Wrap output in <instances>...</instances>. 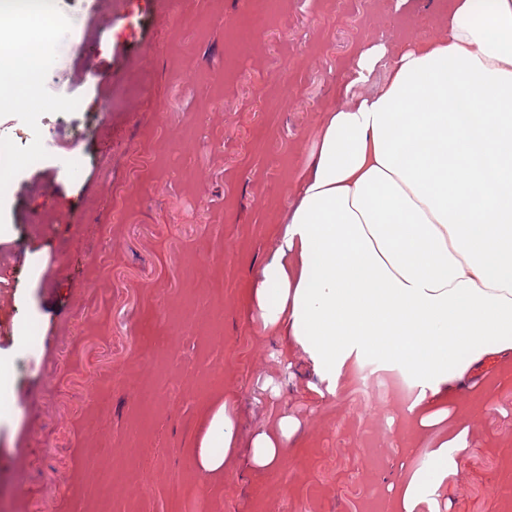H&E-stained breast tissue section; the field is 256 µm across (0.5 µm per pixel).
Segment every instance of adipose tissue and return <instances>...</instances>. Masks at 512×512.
<instances>
[{
	"label": "adipose tissue",
	"mask_w": 512,
	"mask_h": 512,
	"mask_svg": "<svg viewBox=\"0 0 512 512\" xmlns=\"http://www.w3.org/2000/svg\"><path fill=\"white\" fill-rule=\"evenodd\" d=\"M25 22L20 46L0 28V105L15 98L11 78L41 67L55 16L46 7ZM385 59L383 92L326 113L252 303L320 373L375 355L436 395L490 342L512 348V0L481 12L451 0L445 38L375 46L355 82ZM294 431L284 414L258 432L251 464L281 462ZM235 437L218 407L197 451L205 472L223 471Z\"/></svg>",
	"instance_id": "obj_1"
}]
</instances>
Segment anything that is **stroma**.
<instances>
[{
    "mask_svg": "<svg viewBox=\"0 0 512 512\" xmlns=\"http://www.w3.org/2000/svg\"><path fill=\"white\" fill-rule=\"evenodd\" d=\"M58 19L0 145V512H406L401 489L448 451L413 512H512V350L447 397L363 412L249 307L326 112L381 91L360 53L435 40L448 0H53ZM238 454L295 420L269 469L197 464L211 407Z\"/></svg>",
    "mask_w": 512,
    "mask_h": 512,
    "instance_id": "stroma-1",
    "label": "stroma"
}]
</instances>
